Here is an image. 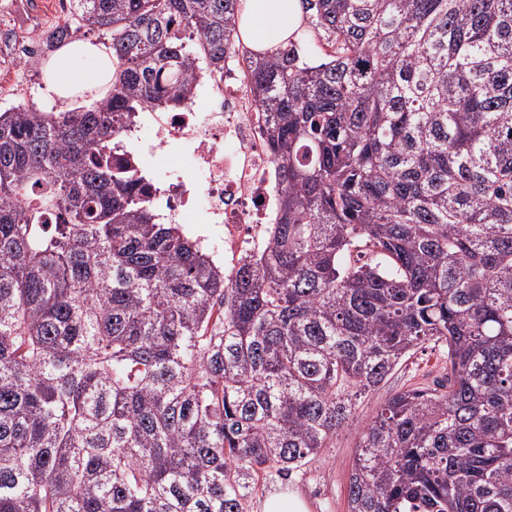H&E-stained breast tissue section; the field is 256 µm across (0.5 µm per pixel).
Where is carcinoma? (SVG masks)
I'll return each mask as SVG.
<instances>
[{"label":"carcinoma","mask_w":512,"mask_h":512,"mask_svg":"<svg viewBox=\"0 0 512 512\" xmlns=\"http://www.w3.org/2000/svg\"><path fill=\"white\" fill-rule=\"evenodd\" d=\"M246 51L277 218L227 275L112 157L241 0H69L91 109L0 108V512H248L355 426L348 512H512V0H301ZM433 342L443 380L360 399Z\"/></svg>","instance_id":"1"}]
</instances>
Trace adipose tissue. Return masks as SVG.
<instances>
[{
	"mask_svg": "<svg viewBox=\"0 0 512 512\" xmlns=\"http://www.w3.org/2000/svg\"><path fill=\"white\" fill-rule=\"evenodd\" d=\"M299 0H244L238 29L253 50L273 53L298 28ZM112 83V51L79 40L59 48L44 66L46 92L66 106H91Z\"/></svg>",
	"mask_w": 512,
	"mask_h": 512,
	"instance_id": "ef3b65f1",
	"label": "adipose tissue"
}]
</instances>
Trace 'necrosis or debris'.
Listing matches in <instances>:
<instances>
[{"label": "necrosis or debris", "instance_id": "obj_1", "mask_svg": "<svg viewBox=\"0 0 512 512\" xmlns=\"http://www.w3.org/2000/svg\"><path fill=\"white\" fill-rule=\"evenodd\" d=\"M242 68V59L228 56L223 79H199L177 109L136 113L125 145L113 151L149 184L160 220L211 225L202 244L228 270L264 245L261 229L277 208L263 119L242 86ZM171 148L188 155L190 168L157 165Z\"/></svg>", "mask_w": 512, "mask_h": 512}]
</instances>
